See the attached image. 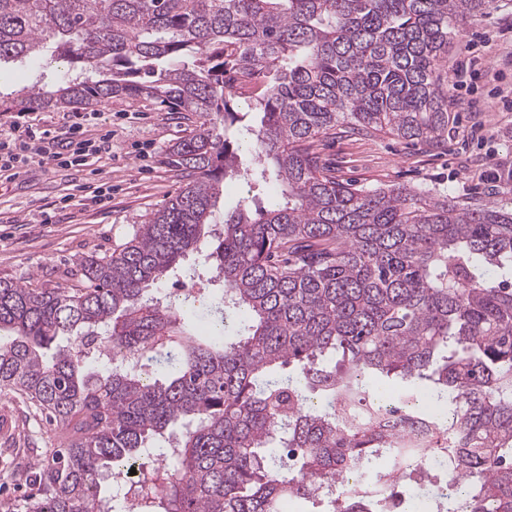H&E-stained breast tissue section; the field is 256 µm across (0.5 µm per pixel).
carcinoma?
Listing matches in <instances>:
<instances>
[{
	"instance_id": "1",
	"label": "carcinoma",
	"mask_w": 512,
	"mask_h": 512,
	"mask_svg": "<svg viewBox=\"0 0 512 512\" xmlns=\"http://www.w3.org/2000/svg\"><path fill=\"white\" fill-rule=\"evenodd\" d=\"M492 0H0V64L49 51L67 70L0 112L146 97L205 118L177 144L194 179L69 288L0 279V392L64 431L6 512H279L336 478L327 512H364L350 478L382 468L377 422L345 408L369 383L434 406L440 469L417 512H512V203L357 189L313 144L348 124L438 143L455 122L448 42ZM258 114L228 138L230 104ZM274 185L213 235L224 179ZM204 254L218 291L155 285Z\"/></svg>"
}]
</instances>
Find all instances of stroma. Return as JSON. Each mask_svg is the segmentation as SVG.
<instances>
[{"label":"stroma","mask_w":512,"mask_h":512,"mask_svg":"<svg viewBox=\"0 0 512 512\" xmlns=\"http://www.w3.org/2000/svg\"><path fill=\"white\" fill-rule=\"evenodd\" d=\"M512 19V0H493L482 16L464 22L448 47L443 68L452 76L458 61L475 45L483 75L475 83L444 89L458 120L448 142L432 146L387 134L372 136L342 126L315 142L313 152L338 181L355 187L425 186L483 203L512 198V183L490 188L488 171L512 163V37L499 33L498 19ZM62 61L40 59L0 65V96L36 85L53 86ZM99 128L112 134L110 152L86 165L63 168L31 165L18 177L0 172V277L64 288L68 269L87 255L103 256L122 244L186 184L173 162L172 148L198 131L200 119L186 112L160 110L149 99H115L95 107ZM112 185V200L98 205L82 185ZM68 206H61L63 196ZM0 449L11 444L34 447L45 458L59 440L44 415L9 392L0 393Z\"/></svg>","instance_id":"1"}]
</instances>
